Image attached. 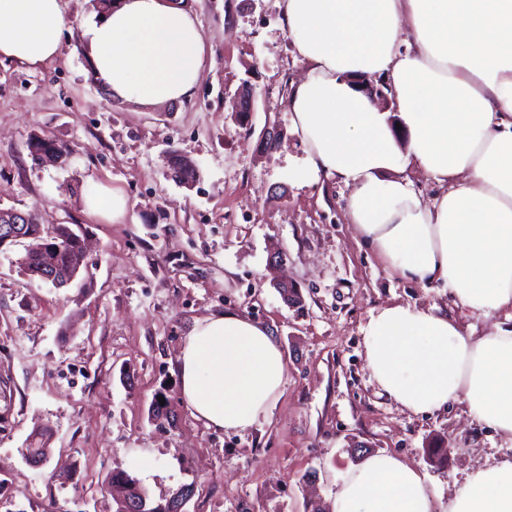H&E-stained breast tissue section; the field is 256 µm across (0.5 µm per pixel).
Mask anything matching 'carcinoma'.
Masks as SVG:
<instances>
[{
	"mask_svg": "<svg viewBox=\"0 0 512 512\" xmlns=\"http://www.w3.org/2000/svg\"><path fill=\"white\" fill-rule=\"evenodd\" d=\"M27 232L38 235L47 241L46 247L40 250L25 251L19 259L20 268L33 279H42L46 273L60 278H70L77 273L79 259L82 255V237L66 224L45 226L35 221L28 225ZM47 435L38 432L25 448L27 455L41 457L47 451ZM112 499L116 504L115 512H137L136 505L144 507L143 512H175L179 501L192 494L191 488L179 492L178 496L165 504L150 502L146 492L123 472L112 474L109 482Z\"/></svg>",
	"mask_w": 512,
	"mask_h": 512,
	"instance_id": "1",
	"label": "carcinoma"
}]
</instances>
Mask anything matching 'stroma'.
I'll list each match as a JSON object with an SVG mask.
<instances>
[{
  "label": "stroma",
  "instance_id": "35a3bbf8",
  "mask_svg": "<svg viewBox=\"0 0 512 512\" xmlns=\"http://www.w3.org/2000/svg\"><path fill=\"white\" fill-rule=\"evenodd\" d=\"M207 61L192 100L145 107L92 80L79 30L91 0H69L62 52L29 69L0 64V210L68 224L86 243L77 277L56 288L24 276L23 245L0 253V512H114L124 471L152 502L194 492L182 512H306L329 506L342 474L387 452L425 473L442 498L471 468L512 455L465 404L413 415L374 384L362 327L391 303L437 306L484 334L492 320L455 307L443 288L392 277L353 233L346 188L293 184L302 147L283 90L299 65L278 0H187ZM249 82L251 119L229 93ZM286 133L260 146L266 118ZM55 140L65 163L34 161L30 138ZM176 153L192 186L166 176ZM119 189L125 218L82 210L95 184ZM287 260L271 270L269 257ZM301 301H284L275 278ZM237 312L275 330L288 363L268 417L241 432L206 428L185 407L178 356L195 322ZM165 400L166 414L154 408ZM50 434L41 468L22 455Z\"/></svg>",
  "mask_w": 512,
  "mask_h": 512
}]
</instances>
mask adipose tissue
Returning a JSON list of instances; mask_svg holds the SVG:
<instances>
[{
  "label": "adipose tissue",
  "mask_w": 512,
  "mask_h": 512,
  "mask_svg": "<svg viewBox=\"0 0 512 512\" xmlns=\"http://www.w3.org/2000/svg\"><path fill=\"white\" fill-rule=\"evenodd\" d=\"M67 0H0V62L39 68L61 54ZM302 68L288 85L304 148L298 185L349 190L354 233L393 275L447 289L494 319L476 336L437 307L393 303L363 326L371 380L413 414L465 402L512 442V0H280ZM89 70L118 97L154 107L191 99L206 67L201 25L180 0H111L80 28ZM391 78L388 106L363 79ZM440 187L431 202L411 172ZM86 213L112 224L124 195L99 184ZM180 392L206 427L244 431L286 378L273 330L238 313L198 320L179 356ZM332 512H512V456L474 468L447 505L398 456H364Z\"/></svg>",
  "instance_id": "1"
}]
</instances>
